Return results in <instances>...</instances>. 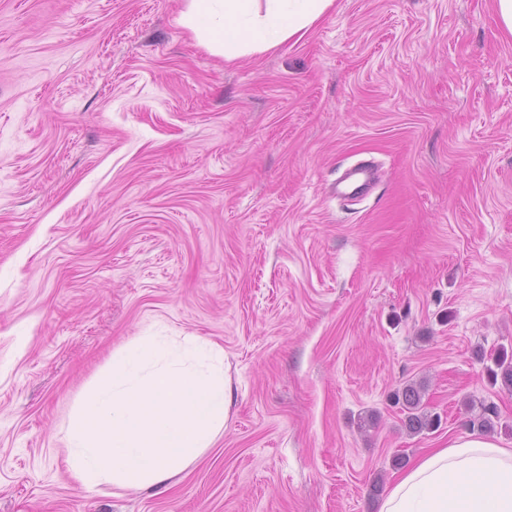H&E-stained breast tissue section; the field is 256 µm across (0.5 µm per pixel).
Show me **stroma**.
Wrapping results in <instances>:
<instances>
[{
    "label": "stroma",
    "instance_id": "obj_1",
    "mask_svg": "<svg viewBox=\"0 0 512 512\" xmlns=\"http://www.w3.org/2000/svg\"><path fill=\"white\" fill-rule=\"evenodd\" d=\"M186 0H0V512H377L394 455L512 387V36L494 0H336L235 61ZM379 179L351 205L350 166ZM233 404L166 488H81L60 433L144 328ZM423 386L436 430L391 401Z\"/></svg>",
    "mask_w": 512,
    "mask_h": 512
}]
</instances>
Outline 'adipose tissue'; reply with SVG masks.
<instances>
[{"label":"adipose tissue","instance_id":"ef3b65f1","mask_svg":"<svg viewBox=\"0 0 512 512\" xmlns=\"http://www.w3.org/2000/svg\"><path fill=\"white\" fill-rule=\"evenodd\" d=\"M335 0H189L181 19L203 44L220 31L231 61L302 39ZM379 512H512V448L479 435L449 441L399 474Z\"/></svg>","mask_w":512,"mask_h":512}]
</instances>
